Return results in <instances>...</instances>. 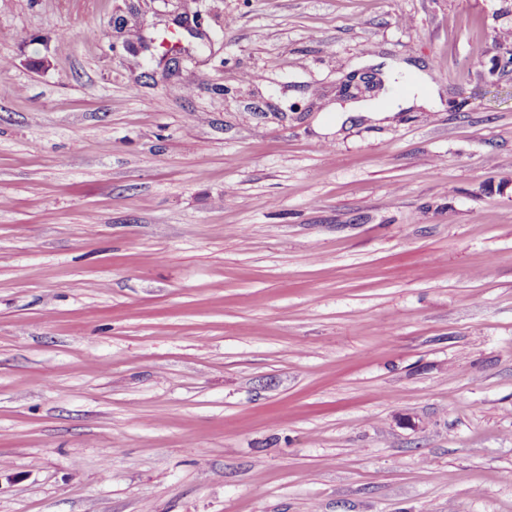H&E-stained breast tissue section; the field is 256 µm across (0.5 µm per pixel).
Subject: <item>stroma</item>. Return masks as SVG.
Wrapping results in <instances>:
<instances>
[{"label": "stroma", "instance_id": "35a3bbf8", "mask_svg": "<svg viewBox=\"0 0 512 512\" xmlns=\"http://www.w3.org/2000/svg\"><path fill=\"white\" fill-rule=\"evenodd\" d=\"M509 50L512 0H0V512H512Z\"/></svg>", "mask_w": 512, "mask_h": 512}]
</instances>
